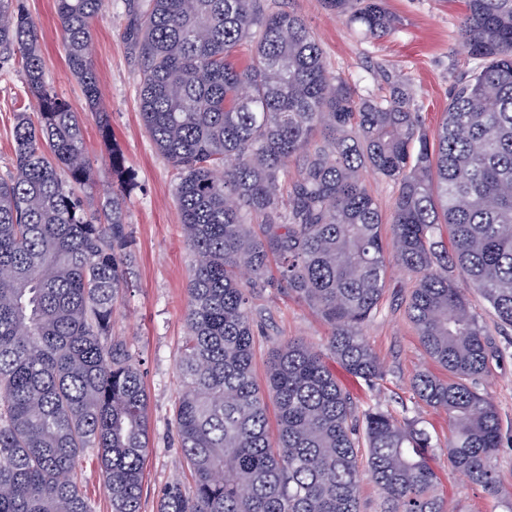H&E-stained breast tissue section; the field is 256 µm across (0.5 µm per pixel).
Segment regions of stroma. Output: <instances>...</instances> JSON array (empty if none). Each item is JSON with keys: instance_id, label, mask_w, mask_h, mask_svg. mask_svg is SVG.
<instances>
[{"instance_id": "35a3bbf8", "label": "stroma", "mask_w": 512, "mask_h": 512, "mask_svg": "<svg viewBox=\"0 0 512 512\" xmlns=\"http://www.w3.org/2000/svg\"><path fill=\"white\" fill-rule=\"evenodd\" d=\"M38 25L45 58V79L56 93L81 109L86 152L95 181L92 208H100L113 184L127 189L126 222L131 239V281L124 304L112 317L113 335L124 338L141 371L149 396L150 449L144 465L142 512H156L158 496L168 483L191 487L192 477L175 441V404L181 392L177 359L187 334V286L191 256L181 234L173 189L176 172L146 133L139 108V72L135 48L125 37L127 0H108L93 22L91 58L101 80L103 104L110 116L111 139H104L93 113L83 111L80 88L65 62L63 37L54 0H22ZM271 9L298 15L318 38L328 69L344 77L357 94L378 93L382 71L404 80L414 107L429 128H436L448 106L451 88L465 70L467 52L460 27L465 0H387L397 17L394 33L364 35L330 14L322 0H265ZM24 74L18 61L0 63V175L11 165L14 115L27 108ZM118 149L125 163L113 171L108 155ZM410 275L393 269L376 318L365 329L366 340L386 367L384 377L367 386L337 371L358 409L382 403L397 418L420 416L438 439L448 436L444 414L416 403L410 382L429 359L407 315ZM472 309L491 332L493 353L483 387L496 405L504 446L495 460L498 495L457 472L444 449H434L431 464L438 495L447 512H512V328H498L489 304L468 291ZM262 319L256 328L254 372L266 375L269 355L280 342L298 338L323 349L329 326L308 305L279 287L264 289L257 301ZM79 487L94 512H111L93 452L79 461Z\"/></svg>"}]
</instances>
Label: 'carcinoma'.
I'll use <instances>...</instances> for the list:
<instances>
[{
    "instance_id": "obj_1",
    "label": "carcinoma",
    "mask_w": 512,
    "mask_h": 512,
    "mask_svg": "<svg viewBox=\"0 0 512 512\" xmlns=\"http://www.w3.org/2000/svg\"><path fill=\"white\" fill-rule=\"evenodd\" d=\"M127 2L141 119L178 171L192 257L175 429L194 486L166 485L158 512H360L362 445L384 512H445L423 420L360 411L336 378V364L369 386L383 376L364 329L395 267L412 277L407 314L425 354L448 373L423 368L412 390L448 416L453 467L498 493L503 425L479 388L492 350L459 281L512 327V0H467L470 67L434 131L405 83L386 74L387 94H356L326 69L304 21L264 0ZM105 5L55 0L68 67L104 127L90 43ZM324 5L370 37L397 27L385 0ZM5 58L21 64L34 106L15 116L0 176V512H91L76 480L88 449L112 512H141L149 397L112 335L129 287L124 191L100 213L88 207L83 126L44 79L21 0H0ZM367 173L396 189L388 239ZM443 224L449 252L437 250ZM275 280L331 335L325 353L278 344L262 387L255 300Z\"/></svg>"
}]
</instances>
